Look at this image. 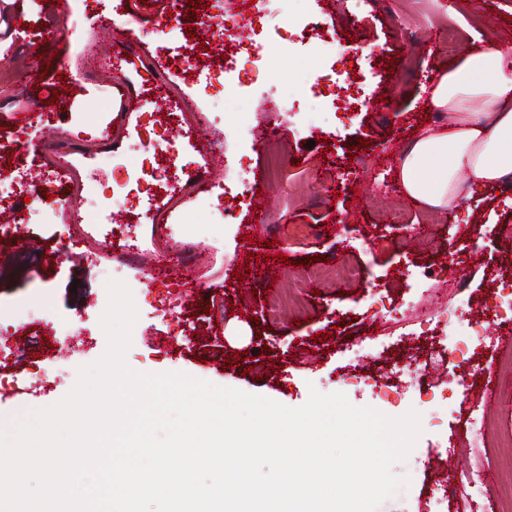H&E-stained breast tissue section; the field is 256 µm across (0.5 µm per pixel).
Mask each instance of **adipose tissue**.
I'll return each instance as SVG.
<instances>
[{
	"mask_svg": "<svg viewBox=\"0 0 512 512\" xmlns=\"http://www.w3.org/2000/svg\"><path fill=\"white\" fill-rule=\"evenodd\" d=\"M429 112L449 123L420 125L395 159V180L431 212L452 208L465 189L512 183V46H478L439 64Z\"/></svg>",
	"mask_w": 512,
	"mask_h": 512,
	"instance_id": "ef3b65f1",
	"label": "adipose tissue"
}]
</instances>
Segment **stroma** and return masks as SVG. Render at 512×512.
Segmentation results:
<instances>
[{
    "mask_svg": "<svg viewBox=\"0 0 512 512\" xmlns=\"http://www.w3.org/2000/svg\"><path fill=\"white\" fill-rule=\"evenodd\" d=\"M23 2L0 35V424L60 401L78 368L103 355L106 284L118 280L138 311L126 353L135 371L184 372L292 408L314 387L392 417L417 411L423 433L393 468L411 483L378 512H512L500 479L512 463V343L486 309L491 269L512 267V188L467 191L432 213L402 196L393 172L425 117L436 65L450 59L446 26L462 53L512 44V0H430L446 26L410 28L405 0H291L314 25L260 83L297 102L289 115L255 98H200L221 55L200 51L188 0ZM119 35L128 52L106 88L88 57ZM323 54L356 77L362 106L336 113L331 97H315ZM126 96L139 102L128 116ZM34 102L41 113L27 116ZM200 134L223 151V167L196 164ZM116 157L131 175L117 194ZM48 192L62 200L52 210L39 204ZM106 211L115 221L99 225ZM17 223L27 234L13 232ZM72 240L79 256L63 249ZM250 254L259 265L246 267ZM163 255L173 272L158 279L150 264ZM319 256L358 277L320 287L306 267ZM446 307L481 320L485 336L443 366L437 354L460 339L437 325ZM40 318L51 335H35ZM234 354L241 364L231 368ZM413 360L435 384L432 402L395 391ZM474 409L485 418L477 432ZM474 468L481 480L470 491L463 475Z\"/></svg>",
    "mask_w": 512,
    "mask_h": 512,
    "instance_id": "stroma-1",
    "label": "stroma"
}]
</instances>
